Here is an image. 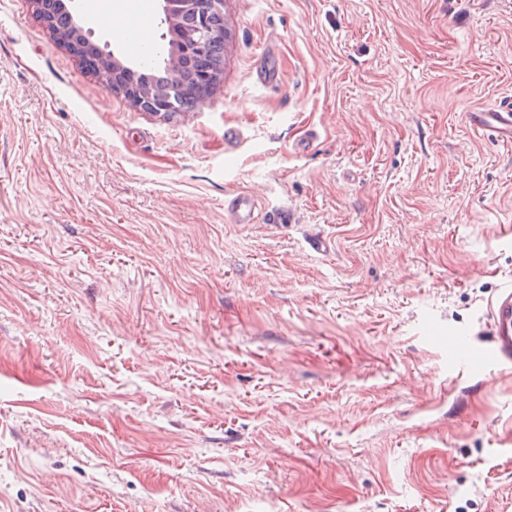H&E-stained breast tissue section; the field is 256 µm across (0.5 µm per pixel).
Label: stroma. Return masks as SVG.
<instances>
[{"label":"stroma","mask_w":512,"mask_h":512,"mask_svg":"<svg viewBox=\"0 0 512 512\" xmlns=\"http://www.w3.org/2000/svg\"><path fill=\"white\" fill-rule=\"evenodd\" d=\"M118 6L165 27L79 0L130 62ZM224 28L163 117L0 0V512H512V374L452 336L512 285V143L469 122L512 97V0ZM228 207L235 215L238 224H254L258 217L254 200L247 194H238L228 201Z\"/></svg>","instance_id":"35a3bbf8"}]
</instances>
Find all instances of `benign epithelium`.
<instances>
[{"mask_svg": "<svg viewBox=\"0 0 512 512\" xmlns=\"http://www.w3.org/2000/svg\"><path fill=\"white\" fill-rule=\"evenodd\" d=\"M180 7L194 16V26L180 29L178 24L181 18L175 14L172 0H160L162 23L178 41L165 60V65L173 71L180 68L186 55L200 59L205 57L209 41L214 36L211 15L224 13V0H180ZM62 38L73 52L98 56L105 73V86L127 98L137 108L163 116L179 111L185 88L177 81L173 80L167 87L157 89L148 83L118 80L121 73H130L131 68L124 59L107 50V46L93 39L92 31L79 21L74 23L72 30L63 33Z\"/></svg>", "mask_w": 512, "mask_h": 512, "instance_id": "obj_1", "label": "benign epithelium"}]
</instances>
